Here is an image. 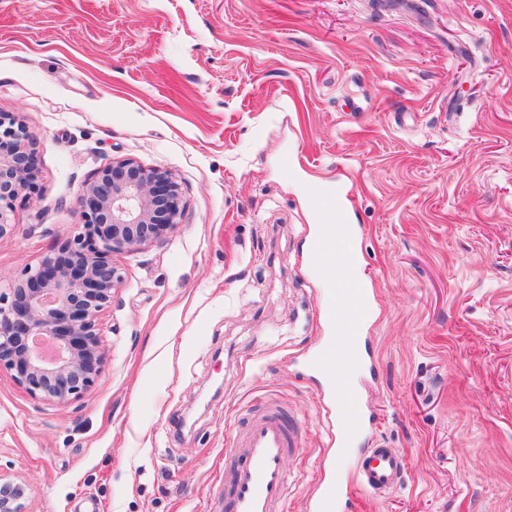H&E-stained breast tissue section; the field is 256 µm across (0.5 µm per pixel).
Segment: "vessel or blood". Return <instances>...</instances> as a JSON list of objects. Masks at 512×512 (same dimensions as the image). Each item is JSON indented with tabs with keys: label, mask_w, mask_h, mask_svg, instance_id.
I'll return each mask as SVG.
<instances>
[{
	"label": "vessel or blood",
	"mask_w": 512,
	"mask_h": 512,
	"mask_svg": "<svg viewBox=\"0 0 512 512\" xmlns=\"http://www.w3.org/2000/svg\"><path fill=\"white\" fill-rule=\"evenodd\" d=\"M352 233L351 225L342 222L324 224L314 241L318 259H331L336 268L328 290L329 302L323 309V319L335 341L318 352L314 366L332 375L336 383V414L343 421V431L336 439L340 449L367 424L356 380L363 367L360 341L374 313L365 288L349 274L355 258L343 246ZM300 436V425L285 422L275 407L251 420L234 440L239 461L224 476L226 512H281L287 497V463L298 448ZM404 468L403 459L384 442H373L351 477L324 483L314 500V512H336L340 495L353 489L372 494L392 491L399 485Z\"/></svg>",
	"instance_id": "obj_1"
}]
</instances>
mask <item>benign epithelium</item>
I'll use <instances>...</instances> for the list:
<instances>
[{
  "label": "benign epithelium",
  "mask_w": 512,
  "mask_h": 512,
  "mask_svg": "<svg viewBox=\"0 0 512 512\" xmlns=\"http://www.w3.org/2000/svg\"><path fill=\"white\" fill-rule=\"evenodd\" d=\"M35 140L0 113V238L11 230L15 202L36 190ZM78 206V234L0 290V369L51 402L77 398L100 378L106 347L97 317L121 282L112 254L174 231L181 193L167 172L122 159L98 171ZM0 512H28L26 484L1 472Z\"/></svg>",
  "instance_id": "1"
}]
</instances>
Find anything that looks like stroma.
<instances>
[{
    "label": "stroma",
    "mask_w": 512,
    "mask_h": 512,
    "mask_svg": "<svg viewBox=\"0 0 512 512\" xmlns=\"http://www.w3.org/2000/svg\"><path fill=\"white\" fill-rule=\"evenodd\" d=\"M36 136L38 189L0 281L78 232L120 159L167 171L182 216L112 257L102 375L66 403L0 370V471L29 512H223L249 412L303 431L283 512L373 441L401 484L337 512H512V0H0V113ZM342 192L375 306L348 452L307 248Z\"/></svg>",
    "instance_id": "1"
}]
</instances>
